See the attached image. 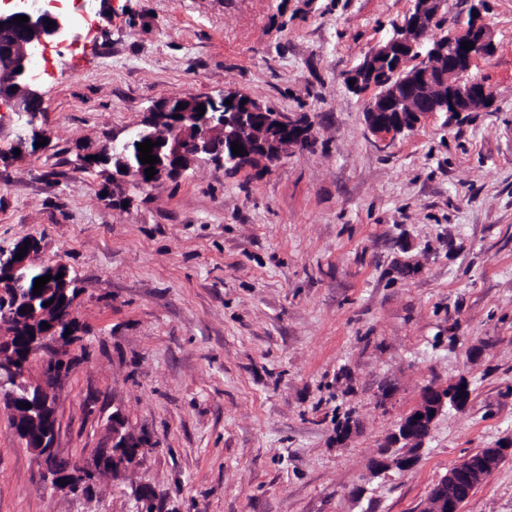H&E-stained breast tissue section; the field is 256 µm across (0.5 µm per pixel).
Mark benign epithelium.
<instances>
[{"label": "benign epithelium", "instance_id": "7a95c632", "mask_svg": "<svg viewBox=\"0 0 512 512\" xmlns=\"http://www.w3.org/2000/svg\"><path fill=\"white\" fill-rule=\"evenodd\" d=\"M0 99L14 103V113L24 121V129L14 142L0 151L4 156L15 150L26 152L29 128L35 126L41 111L42 93L31 69L32 58L55 45L62 47L76 38L70 16L56 10V0H0ZM481 2L473 6L467 26L448 28L436 36L430 32L439 24L447 0H412V7L394 25L393 33L370 50L346 76L354 81V93L375 91L365 105L363 115L368 130L390 143L410 132L422 118L433 113L479 112L488 108L493 90L472 75L476 59L495 50L494 36L481 15ZM18 16L28 17L22 25ZM53 25H48V22ZM472 45L467 51L462 43ZM232 104H225V100ZM184 108H178V105ZM205 106L200 113L199 106ZM143 127L159 132L152 139V155L159 162L135 168L125 158L133 143L145 142L141 129L125 140L112 142L92 155L112 161V181L132 180L152 186L173 180L188 171L198 160L208 158L225 163L232 143L242 144L243 154L232 157L239 169L278 164L288 153L313 138L312 125L299 116L278 112L250 95L240 92L211 95L175 96L156 103L147 112ZM155 167L154 178L147 179L146 169ZM24 247L19 243L9 251L0 250V329L16 328L21 336H0V403L11 412V427L44 467L51 487L72 491L56 448V387L69 374L72 363L69 347L74 334L63 332V325L73 320V305L63 304L53 310L37 308L23 297L15 274L27 266H46L52 279L45 297L58 299L71 287V271L62 262L37 261L40 244L30 240L26 255L16 258ZM62 279H57L58 274ZM26 312H21V309ZM48 327H41L42 323ZM464 381L446 385H428L416 406L401 418L389 434L379 456L374 460L369 478L391 470L406 471L419 461L426 440L448 406L467 404ZM28 407H23V404ZM421 418H416V415ZM149 447L141 436L125 428L121 416L112 417V448L98 460L96 471L117 475L133 467ZM512 457V440L495 448H482L464 456L432 488L428 512H462L464 503L483 485L507 458Z\"/></svg>", "mask_w": 512, "mask_h": 512}]
</instances>
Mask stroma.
Here are the masks:
<instances>
[{
	"instance_id": "obj_1",
	"label": "stroma",
	"mask_w": 512,
	"mask_h": 512,
	"mask_svg": "<svg viewBox=\"0 0 512 512\" xmlns=\"http://www.w3.org/2000/svg\"><path fill=\"white\" fill-rule=\"evenodd\" d=\"M410 0H89L37 77L49 150L0 164V248L39 239L79 288L59 453L94 470L112 414L131 472L53 491L0 409V512H421L512 437V0H484L482 112L384 145L348 71ZM244 92L314 125L276 166L204 159L156 186L83 169L159 100ZM465 379L418 464L369 479L423 388ZM353 418L337 441L336 426ZM463 512H512V459Z\"/></svg>"
}]
</instances>
